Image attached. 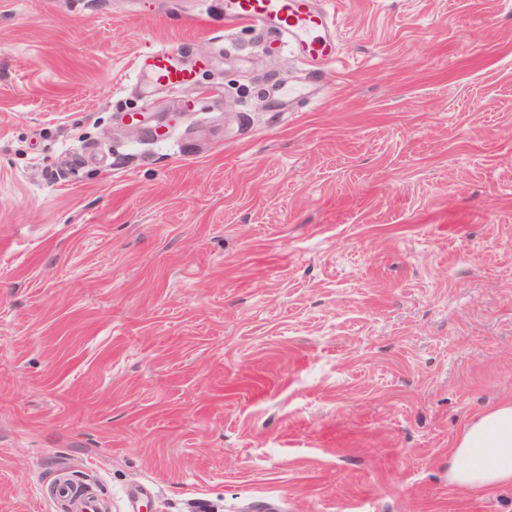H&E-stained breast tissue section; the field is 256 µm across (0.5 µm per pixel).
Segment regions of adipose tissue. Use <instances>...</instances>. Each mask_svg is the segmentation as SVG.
<instances>
[{
	"mask_svg": "<svg viewBox=\"0 0 512 512\" xmlns=\"http://www.w3.org/2000/svg\"><path fill=\"white\" fill-rule=\"evenodd\" d=\"M451 483L470 491L512 486V400L468 422L449 453Z\"/></svg>",
	"mask_w": 512,
	"mask_h": 512,
	"instance_id": "ef3b65f1",
	"label": "adipose tissue"
}]
</instances>
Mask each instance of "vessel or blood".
I'll return each mask as SVG.
<instances>
[{
    "instance_id": "1",
    "label": "vessel or blood",
    "mask_w": 512,
    "mask_h": 512,
    "mask_svg": "<svg viewBox=\"0 0 512 512\" xmlns=\"http://www.w3.org/2000/svg\"><path fill=\"white\" fill-rule=\"evenodd\" d=\"M224 26L259 28L285 39L302 64L325 67L342 62L343 52L337 38L336 13L332 0H221ZM140 71L169 89H177L194 79V71L183 65L173 49H152L137 62ZM57 497L71 503L73 512H100L93 493L75 496L70 485L56 487Z\"/></svg>"
}]
</instances>
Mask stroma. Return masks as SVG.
Returning a JSON list of instances; mask_svg holds the SVG:
<instances>
[{
  "label": "stroma",
  "instance_id": "1",
  "mask_svg": "<svg viewBox=\"0 0 512 512\" xmlns=\"http://www.w3.org/2000/svg\"><path fill=\"white\" fill-rule=\"evenodd\" d=\"M334 2L310 71L218 0H0V512H512L448 481L512 399V0ZM137 70L148 73L152 80L169 89H177L194 80V71L183 65L173 49H152L137 62Z\"/></svg>",
  "mask_w": 512,
  "mask_h": 512
}]
</instances>
